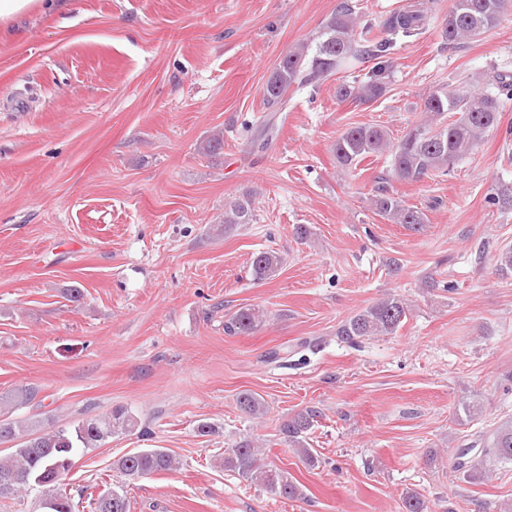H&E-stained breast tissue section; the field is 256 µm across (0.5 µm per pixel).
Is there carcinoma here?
Returning a JSON list of instances; mask_svg holds the SVG:
<instances>
[{"instance_id":"carcinoma-1","label":"carcinoma","mask_w":512,"mask_h":512,"mask_svg":"<svg viewBox=\"0 0 512 512\" xmlns=\"http://www.w3.org/2000/svg\"><path fill=\"white\" fill-rule=\"evenodd\" d=\"M509 0H453L448 11V22L442 28V37L451 48H460L495 28L507 8ZM356 6L345 0L322 27L320 34L310 42L302 43L288 52L273 68L263 88V99L273 112H283L288 105V93L315 85L339 73L344 80L336 87L341 102L364 104L378 98L385 90V79L390 69V35L402 33L411 36L419 31L423 15L414 9H405L389 15L383 23L386 36L376 39L371 30L358 37L355 33ZM374 59L377 65L366 73L356 74V63ZM512 100V74L494 69L487 75L485 88L450 89L441 86L422 97L420 112L423 118L415 121L406 133L392 143L388 130L380 125H360L347 129L332 145V154L342 168L351 169L366 158L390 157L386 171L373 188L372 205L382 216L412 229L426 223V214L408 206L387 188L392 180L405 183L421 181L438 173L448 174L479 145L485 134L499 129L502 106ZM492 203L508 209L512 207V185L498 186ZM254 206L250 198L238 199L224 209V232L239 224L253 222ZM282 256L273 251L256 254L252 261L255 277L263 280L282 265ZM407 305L402 298L389 295L348 317L336 329L342 341L358 345L378 336H393L402 326ZM264 312L242 307L224 320V333L229 336L247 335L263 322ZM240 410L259 419L267 407L249 391L237 397ZM321 412L309 408L285 422L280 434L288 446L294 448L309 468L319 465L318 455L304 445L303 434L314 426ZM139 426L137 418L125 409H115L108 415H94L81 419L71 428L61 427L39 435L28 432L25 422L7 416L0 409V437L16 442L5 457H0V475L9 473L26 478L3 489L0 496L13 494L31 486L43 489V496L60 502L58 512H73L71 494L62 487L63 477L54 472L61 463L77 461L80 451L99 448L119 432ZM451 469L473 479L484 477L495 468L512 463V418L498 426L482 431L477 439L463 448L453 450ZM224 470L230 471L249 484H254L275 497L294 499L304 496L298 482L276 465L265 461L257 442L245 439L224 451L221 458ZM178 459L163 448H149L127 454L115 463V468L127 477H143L174 471ZM94 506V512H129L126 494L112 490L94 495L89 487L80 489ZM403 512H425V501L415 491L402 494Z\"/></svg>"}]
</instances>
